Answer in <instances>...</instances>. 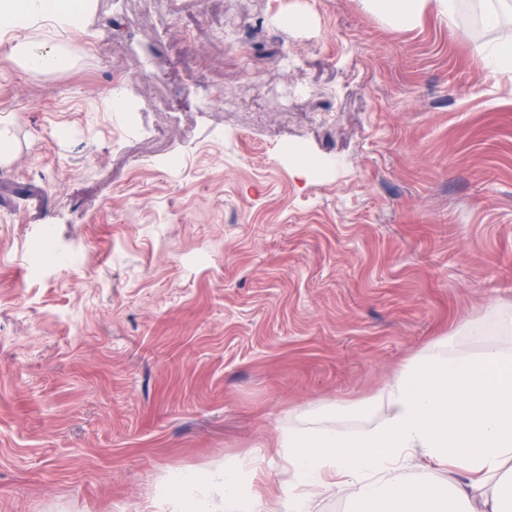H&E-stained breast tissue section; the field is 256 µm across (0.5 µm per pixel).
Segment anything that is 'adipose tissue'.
<instances>
[{
  "instance_id": "ef3b65f1",
  "label": "adipose tissue",
  "mask_w": 512,
  "mask_h": 512,
  "mask_svg": "<svg viewBox=\"0 0 512 512\" xmlns=\"http://www.w3.org/2000/svg\"><path fill=\"white\" fill-rule=\"evenodd\" d=\"M389 24L416 25L428 8L454 17L458 0H364ZM91 0H0V20L16 33L14 48L32 69H53L62 59L53 45L22 39L46 22L58 31L81 28ZM512 0H493L483 19L497 32L486 58L493 71L512 73V26L501 11ZM392 414L383 424L353 434L332 425L319 410L278 441L290 479L279 494L263 499L244 489L241 472L225 466L216 479L224 512H307L318 491L347 488L354 512H512V348L485 346L432 353L408 360L388 390ZM421 452L431 472L411 474L406 460ZM460 475L457 483L435 471Z\"/></svg>"
}]
</instances>
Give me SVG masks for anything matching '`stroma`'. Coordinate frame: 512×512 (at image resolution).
Wrapping results in <instances>:
<instances>
[{"label": "stroma", "instance_id": "stroma-1", "mask_svg": "<svg viewBox=\"0 0 512 512\" xmlns=\"http://www.w3.org/2000/svg\"><path fill=\"white\" fill-rule=\"evenodd\" d=\"M482 7L93 0L84 30H29L45 72L0 39V512H172L173 478L215 512L205 472L286 481L301 410L360 432L409 359L512 346L488 315L512 307V75ZM366 8L387 23L398 27L416 25L429 7L453 19L458 0H364ZM14 49L21 56L26 65L32 69H53L63 64L53 45L42 42H31L14 37Z\"/></svg>", "mask_w": 512, "mask_h": 512}]
</instances>
